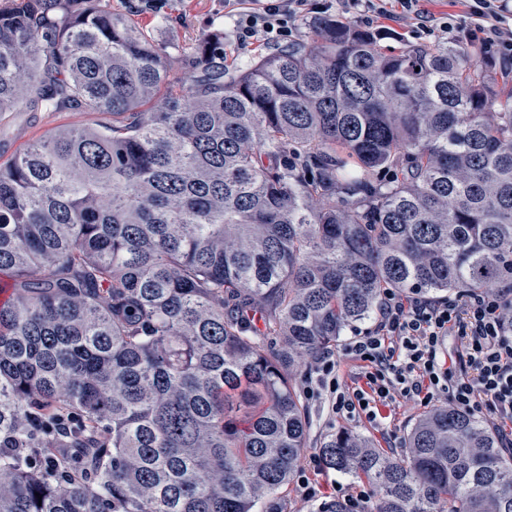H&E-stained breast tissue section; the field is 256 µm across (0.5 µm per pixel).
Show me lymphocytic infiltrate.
Wrapping results in <instances>:
<instances>
[{
    "label": "lymphocytic infiltrate",
    "mask_w": 512,
    "mask_h": 512,
    "mask_svg": "<svg viewBox=\"0 0 512 512\" xmlns=\"http://www.w3.org/2000/svg\"><path fill=\"white\" fill-rule=\"evenodd\" d=\"M239 20L237 39L247 45L258 34L284 33L287 22L319 12L312 0H257ZM347 11L387 18L392 8L437 28L421 0H343ZM469 34L481 47L512 65V0H466ZM457 338V366L444 347ZM345 352L363 364V382L342 383L332 354L315 359L305 389L327 400L335 417L376 420L379 406L397 400L449 406L496 417L504 447H512V288L497 287L434 300L387 292L372 328L358 333Z\"/></svg>",
    "instance_id": "lymphocytic-infiltrate-1"
}]
</instances>
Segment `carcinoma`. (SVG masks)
Returning <instances> with one entry per match:
<instances>
[{"instance_id": "obj_1", "label": "carcinoma", "mask_w": 512, "mask_h": 512, "mask_svg": "<svg viewBox=\"0 0 512 512\" xmlns=\"http://www.w3.org/2000/svg\"><path fill=\"white\" fill-rule=\"evenodd\" d=\"M168 57L107 0L0 9V113L112 115L0 165V512H264L307 437L300 363L387 289L512 283V87L491 59L384 51L327 17L231 75L223 37L196 44L178 92ZM36 410L88 424L49 471L26 460ZM320 456L375 485L376 512H512V455L452 407L401 454L342 429Z\"/></svg>"}]
</instances>
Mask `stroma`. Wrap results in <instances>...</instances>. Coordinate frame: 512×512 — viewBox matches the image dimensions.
Returning <instances> with one entry per match:
<instances>
[{
    "label": "stroma",
    "mask_w": 512,
    "mask_h": 512,
    "mask_svg": "<svg viewBox=\"0 0 512 512\" xmlns=\"http://www.w3.org/2000/svg\"><path fill=\"white\" fill-rule=\"evenodd\" d=\"M112 8L125 12L132 22L152 40L172 45L169 56L171 81L181 76L182 49L196 45L213 32L224 34V64L237 71L262 53L288 44L289 40L302 39L311 33L313 15H306L290 24V36L266 38L258 36L248 47H241L235 38L238 12L224 8V0H139L138 5L127 0H112ZM109 115L71 108L61 112H9L0 116V164L9 163L27 147L38 142L50 129L57 126H96L110 123ZM309 426L306 453L318 452L321 442L337 430H353L389 453L400 452L407 433L425 413L424 405L400 402L381 408L379 424L364 420H345L333 417L327 402L305 400Z\"/></svg>",
    "instance_id": "1"
}]
</instances>
